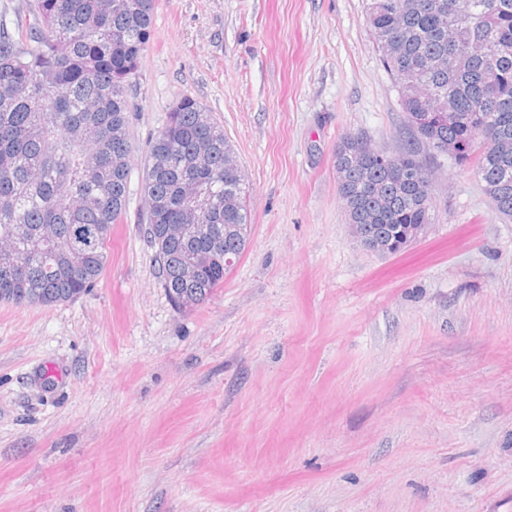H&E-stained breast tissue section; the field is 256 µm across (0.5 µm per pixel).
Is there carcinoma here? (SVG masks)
Listing matches in <instances>:
<instances>
[{"instance_id":"cac0c4a2","label":"carcinoma","mask_w":512,"mask_h":512,"mask_svg":"<svg viewBox=\"0 0 512 512\" xmlns=\"http://www.w3.org/2000/svg\"><path fill=\"white\" fill-rule=\"evenodd\" d=\"M367 0L366 20L384 69L399 83L406 119L418 122L403 160L454 142L495 210L512 219V0ZM155 0H34L30 17L0 20V302L51 306L94 286L112 226L126 210L131 104L126 87L151 36ZM224 127L183 96L150 144L144 234L174 306L192 309L224 284L251 229L240 168ZM336 176L347 223L364 250L429 224L431 177L396 174L386 154L343 138ZM197 183L206 212L184 193ZM170 224H197L183 238ZM41 240V249L31 241Z\"/></svg>"}]
</instances>
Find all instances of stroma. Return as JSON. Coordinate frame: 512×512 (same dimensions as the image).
Wrapping results in <instances>:
<instances>
[{"instance_id": "35a3bbf8", "label": "stroma", "mask_w": 512, "mask_h": 512, "mask_svg": "<svg viewBox=\"0 0 512 512\" xmlns=\"http://www.w3.org/2000/svg\"><path fill=\"white\" fill-rule=\"evenodd\" d=\"M126 215L80 297L0 303V512H512V220L432 150L425 232L351 237L335 153L398 149L365 0H156ZM224 128L248 245L181 312L140 222L182 95Z\"/></svg>"}]
</instances>
